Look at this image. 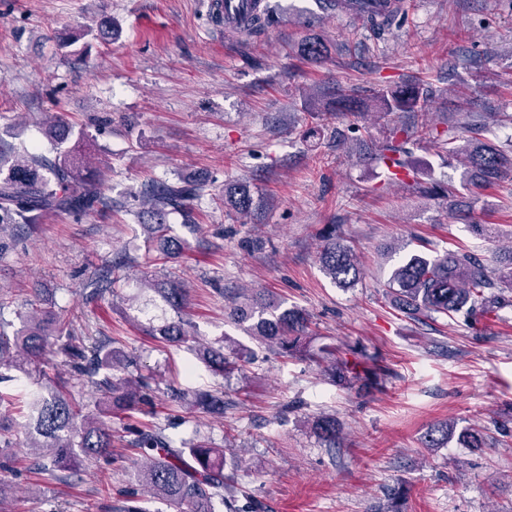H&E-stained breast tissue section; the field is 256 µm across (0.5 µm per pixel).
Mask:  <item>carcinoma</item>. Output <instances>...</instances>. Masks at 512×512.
Listing matches in <instances>:
<instances>
[{
	"instance_id": "1",
	"label": "carcinoma",
	"mask_w": 512,
	"mask_h": 512,
	"mask_svg": "<svg viewBox=\"0 0 512 512\" xmlns=\"http://www.w3.org/2000/svg\"><path fill=\"white\" fill-rule=\"evenodd\" d=\"M297 54L312 63L328 55L326 41L317 34L306 35L297 44ZM427 90L419 85L382 89L371 96L374 112L418 113L427 109ZM363 104L360 91L342 89L336 93L333 111L356 112ZM473 137L462 144L456 137L429 125H422L419 138L448 147V156L461 157L469 169L471 185L485 189L512 173V142L497 144L478 137L484 128L482 116L471 115L467 123ZM43 131L55 155L20 153L0 148V224L22 226L34 224L48 212L66 211L77 215L103 213L111 201L103 193L100 180L88 167L89 154L81 139L67 147L72 128L62 117L54 115L43 123ZM408 130L396 128L380 147L378 156L400 172L406 171L402 160ZM201 187L185 181L172 185L156 181L139 192L148 202L147 221L142 224L159 251L176 255L184 244L167 235L169 210L189 208ZM224 204L246 215L253 206L249 185L233 184L224 190ZM326 274L339 286L354 285L361 275L356 256L343 244L332 241L320 253ZM120 267L107 265L98 269L86 299L102 300L122 281ZM144 285L159 293L175 312L185 304L186 289L174 281L146 279ZM494 287L492 272L474 264L467 254L450 252L444 257L426 258L412 255L391 274L389 294L392 304L409 317L420 314L451 316L464 314L476 324L504 305L505 298L490 292ZM228 320L246 331L257 346L273 350L288 359L307 351L308 317L297 308L283 309L271 294L252 290L228 301ZM0 322V382L6 379L1 370L41 374L42 366H60L69 376L100 392L104 407L114 413L130 412L144 403L151 391L152 377L129 372L117 376L114 371L134 365H116L112 347L95 339L75 334L69 323L51 310L34 308L22 317V326L13 338L5 337ZM192 324L178 315L151 330L152 335L172 343L185 342L192 336ZM198 357L213 371L229 375L243 368L242 352H224V347L202 345ZM69 380L57 376L46 389L28 396V425L34 429L29 448L37 455L41 470L50 474L68 468L82 458H97L112 447V427L83 413L84 406L73 401L67 391ZM191 405L210 414H224V393L210 390L192 392ZM312 429L328 447H336V420L320 417ZM135 447L141 450L144 463L137 478L144 493L169 504L186 508V512H217L222 505L227 512H238L237 490L225 473L227 457L204 440L184 442L176 448L161 429L152 423L132 427ZM448 440V423H439L426 433L424 446L438 448Z\"/></svg>"
}]
</instances>
